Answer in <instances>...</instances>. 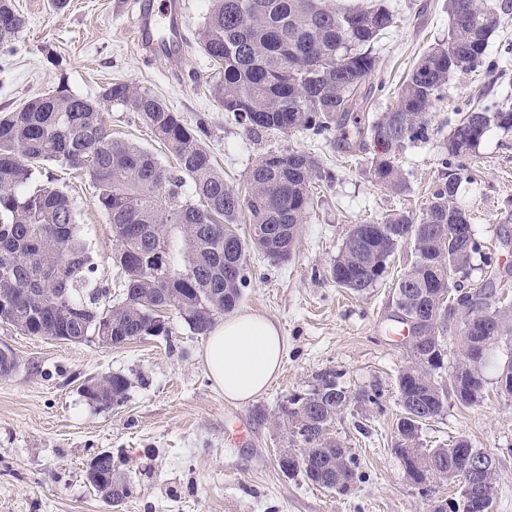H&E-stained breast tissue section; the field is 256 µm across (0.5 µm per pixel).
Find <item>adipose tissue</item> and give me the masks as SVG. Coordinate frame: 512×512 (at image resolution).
Masks as SVG:
<instances>
[{
  "label": "adipose tissue",
  "mask_w": 512,
  "mask_h": 512,
  "mask_svg": "<svg viewBox=\"0 0 512 512\" xmlns=\"http://www.w3.org/2000/svg\"><path fill=\"white\" fill-rule=\"evenodd\" d=\"M284 349L285 338L274 320L242 312L212 328L200 359L225 399L245 403L278 377Z\"/></svg>",
  "instance_id": "ef3b65f1"
}]
</instances>
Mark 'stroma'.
Here are the masks:
<instances>
[{"label": "stroma", "instance_id": "35a3bbf8", "mask_svg": "<svg viewBox=\"0 0 512 512\" xmlns=\"http://www.w3.org/2000/svg\"><path fill=\"white\" fill-rule=\"evenodd\" d=\"M152 2L67 0L57 11L51 0H14L26 24L18 48L0 50V113L60 85L95 99L108 84L125 82L156 94L188 125L204 123L203 143L236 190L244 189L248 170L265 154L314 155L334 178L316 184L290 258L276 261L253 250L246 256L252 278L239 308L278 323L286 338L282 368L267 391L241 404L214 388L200 360L205 336L172 312L168 335L119 346L95 337L62 342L0 326V346L18 362L12 376L0 378V512H108L86 479L91 460L104 451L133 480V493L117 512H427L430 500L453 497L457 486L445 482L423 497L393 451L401 412L397 376L410 360L405 339L395 332V289L415 258L413 245H400L384 277L362 293L337 287L329 268L352 225L421 212L445 175L441 159L458 113L477 98L512 104V14L500 16L489 39V66L450 78L428 112V139L398 153L406 191L395 194L371 175L372 144L347 151L333 132L246 133L211 98L215 74L198 49L189 48L179 69L142 56L135 25ZM387 4L397 25L372 46L376 69L360 89L367 124L394 106L398 86L422 53L448 37L447 0ZM106 121L113 138L174 165L136 113L115 105ZM465 163L472 177L460 183L457 201L485 252L512 267V246L503 245L512 237V131L491 128ZM33 184L72 199L95 280L110 299H119L123 275L112 261V226L88 176L47 163ZM325 370L339 373L351 394L378 396L377 404L349 408L330 428L360 463L362 478L345 494L285 476L278 466L279 450L292 442L273 413L292 394L311 389ZM112 373L130 381L124 403L102 408L88 401L84 384ZM460 437L495 457L492 512H512V396L491 388L471 408L448 402L421 429L428 448Z\"/></svg>", "mask_w": 512, "mask_h": 512}]
</instances>
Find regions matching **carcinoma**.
<instances>
[{
  "mask_svg": "<svg viewBox=\"0 0 512 512\" xmlns=\"http://www.w3.org/2000/svg\"><path fill=\"white\" fill-rule=\"evenodd\" d=\"M494 0H448L451 23L447 42L425 51L400 83L393 108L361 126L355 116L363 81L375 70L372 44L395 26L396 15L384 0H209L195 44L215 74L211 94L246 131L257 134L305 129L336 130L347 136L353 123L377 151L372 175L392 192L405 182L395 165L408 141L429 135L427 114L433 101L459 71H477L487 53L497 10ZM25 26L12 0H0V48L13 50ZM117 104L135 112L174 157L170 170L154 153L112 138L104 112ZM512 130V105L473 107L456 120L448 137V158L464 159L491 127ZM204 124L189 127L157 96L123 82L105 87L97 99L73 94L61 85L34 97L12 112L0 114V324L29 336H79L86 341L108 331L112 344L127 338L168 334L162 312L177 314L198 335H206L216 318L232 312L251 284L246 253L253 248L273 259L292 252L300 224L311 205L315 182L331 179L318 160L303 151L271 153L250 168L245 191L224 182L201 141ZM48 162L82 169L96 190L99 209L112 224L113 262L121 269L123 297L103 301L95 284V265L75 221L68 195L53 189L26 190L36 170ZM463 164L447 174L418 215L393 213L379 222L355 224L329 270L341 288L361 293L384 275L398 246L412 242L416 260L397 286L398 322L408 327L411 359L397 377L402 410L396 423L395 454L407 480L421 493L430 483L460 481L463 455L479 454L466 438L437 448L420 439L422 425L439 416L453 397L461 406L479 405L487 391V361L476 343L495 349L512 345V305L489 278L467 291L450 282L448 269L466 274L481 243L467 212L457 201L459 183L468 178ZM191 183L194 199L182 198ZM249 213V239L233 224ZM179 229L180 245L166 227ZM163 250L171 266L161 280L150 271L152 253ZM457 306L467 320L448 331V307ZM459 353L450 385L440 370L446 340ZM9 349H0V378L16 371ZM339 374L316 375L310 391L279 406L276 421L298 442L286 475L302 474L310 483L334 489L340 481L361 479L358 459L328 436L332 422L357 403L376 404L378 395L348 393ZM97 393L88 400L106 407L122 402L129 379L119 373L94 377ZM479 494L494 501L498 473L490 454ZM93 491L114 507L132 492V480L108 452L89 466Z\"/></svg>",
  "mask_w": 512,
  "mask_h": 512,
  "instance_id": "obj_1",
  "label": "carcinoma"
}]
</instances>
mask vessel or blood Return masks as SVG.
<instances>
[{"instance_id": "vessel-or-blood-1", "label": "vessel or blood", "mask_w": 512, "mask_h": 512, "mask_svg": "<svg viewBox=\"0 0 512 512\" xmlns=\"http://www.w3.org/2000/svg\"><path fill=\"white\" fill-rule=\"evenodd\" d=\"M183 11L184 0H159L157 12L144 13L137 20V41L146 53L164 58L177 68L186 61Z\"/></svg>"}]
</instances>
